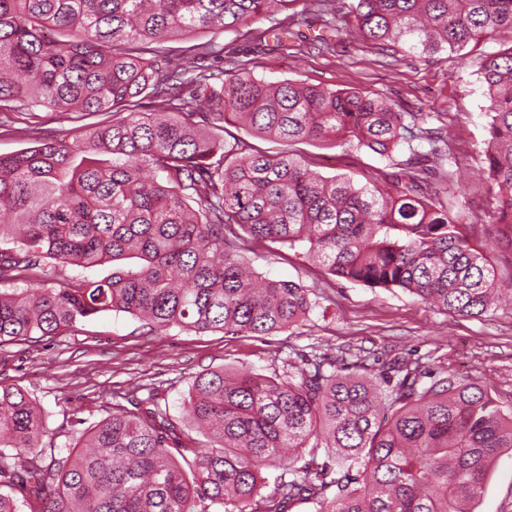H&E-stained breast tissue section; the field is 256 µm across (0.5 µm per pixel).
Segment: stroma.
Listing matches in <instances>:
<instances>
[{
	"instance_id": "obj_1",
	"label": "stroma",
	"mask_w": 512,
	"mask_h": 512,
	"mask_svg": "<svg viewBox=\"0 0 512 512\" xmlns=\"http://www.w3.org/2000/svg\"><path fill=\"white\" fill-rule=\"evenodd\" d=\"M478 54L467 49L432 57L401 53L387 64L370 45L348 36L331 53L314 48L292 56L252 53L251 72L269 82L288 78L357 88L391 101L399 111L430 113L431 126L447 134L453 153L450 191L441 200L462 213L471 240L486 247L500 287L507 288L512 252L492 246L488 238L493 200L480 167L486 119ZM95 121L74 111L0 113V154L74 136ZM294 151L323 176L343 175L361 184L424 163L405 146L388 156L320 143H301ZM243 256L255 271L307 289L312 309L306 320L277 335L227 336L176 328L152 332L130 314L108 313L56 336L0 344V382L28 391L48 416L44 446L66 454L76 421L91 426L113 407L128 406L134 388L158 389L161 404L182 420L184 399L202 371L226 367L269 376L282 372L288 356L319 348L419 358L434 372L452 371L512 408V303L471 318L440 311L397 288H371L333 276L299 246L252 242ZM476 512H512L511 451L494 463Z\"/></svg>"
}]
</instances>
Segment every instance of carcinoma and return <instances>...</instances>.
<instances>
[{"mask_svg":"<svg viewBox=\"0 0 512 512\" xmlns=\"http://www.w3.org/2000/svg\"><path fill=\"white\" fill-rule=\"evenodd\" d=\"M296 0H0V112L78 108L81 136L0 155V343L55 336L123 312L152 331L272 336L298 326L307 290L249 271L234 226L307 246L331 274L400 288L440 310L486 314L499 297L486 251L437 199L430 171L384 186L325 177L288 149L347 141L379 155L413 142L444 162L429 115L365 92L258 79L210 39L171 56L169 40L238 31L285 45L291 29L256 23ZM324 27L336 0H314ZM357 36L380 54L434 56L512 36V0H350ZM495 189L491 243L512 249V46L479 54ZM203 122L196 121L197 115ZM284 148L224 138L225 125ZM115 265L101 280L49 286L58 267ZM324 351L272 376L206 369L185 412L202 448L157 400L112 414L47 456L46 416L0 384V512H474L493 463L512 450V410L479 385L420 359ZM280 473L269 480L266 471Z\"/></svg>","mask_w":512,"mask_h":512,"instance_id":"obj_1","label":"carcinoma"}]
</instances>
